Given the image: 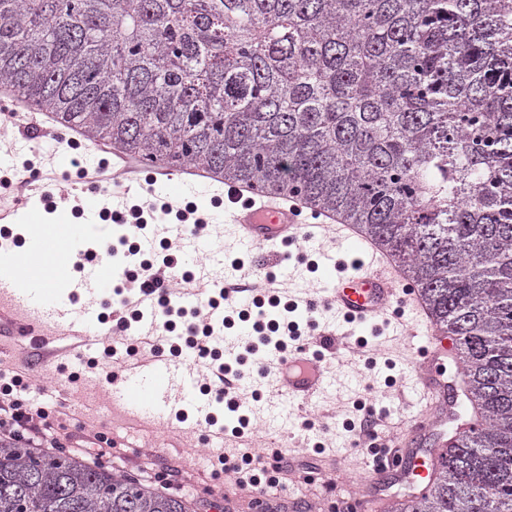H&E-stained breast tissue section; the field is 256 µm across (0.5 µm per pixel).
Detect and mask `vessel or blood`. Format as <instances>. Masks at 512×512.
I'll use <instances>...</instances> for the list:
<instances>
[{"label": "vessel or blood", "mask_w": 512, "mask_h": 512, "mask_svg": "<svg viewBox=\"0 0 512 512\" xmlns=\"http://www.w3.org/2000/svg\"><path fill=\"white\" fill-rule=\"evenodd\" d=\"M111 179L125 194L156 199L174 212L182 210L186 195L212 196L222 206L224 221L232 227L238 244L248 252L285 246L308 233L302 222L306 205L299 197L273 193L249 182H226L203 167L186 175L160 167L145 171L116 150L112 153ZM46 202L47 196L41 192L34 198L26 195L9 204L0 203V223H32L33 204ZM317 227L324 232L335 230L344 251L356 259L352 265L336 260V273L323 288L324 302L337 324L356 331L388 317L394 305L402 301L415 311V320L405 332L426 339L412 369V387L425 407L403 436L387 440L386 450L374 458L368 475L373 478L400 466L412 483L430 485L446 443H430L425 454L416 443L425 429L438 427L447 413L448 383L440 367L453 342L435 325L419 288L358 225L327 216ZM24 261L38 265V275H21L19 266ZM111 275L108 261L87 258L83 251L58 239L38 237L22 254L1 251L0 337H12L20 350L39 348L47 366L77 355L80 349L91 346L98 333L91 303L96 299L98 283ZM80 296L86 297L89 306L79 316L69 300ZM271 373L278 390L297 405L309 402L327 384L323 357L307 343L289 348ZM192 391L191 382L169 356L141 355L121 365L112 381L111 399L128 414L163 425Z\"/></svg>", "instance_id": "b4317fda"}]
</instances>
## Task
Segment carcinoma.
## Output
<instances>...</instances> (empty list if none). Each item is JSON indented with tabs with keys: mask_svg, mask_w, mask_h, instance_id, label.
<instances>
[{
	"mask_svg": "<svg viewBox=\"0 0 512 512\" xmlns=\"http://www.w3.org/2000/svg\"><path fill=\"white\" fill-rule=\"evenodd\" d=\"M0 0V84L142 160L360 226L455 343L482 424L395 512H512V0ZM0 512H194L0 443Z\"/></svg>",
	"mask_w": 512,
	"mask_h": 512,
	"instance_id": "cac0c4a2",
	"label": "carcinoma"
}]
</instances>
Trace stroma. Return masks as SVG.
Returning <instances> with one entry per match:
<instances>
[{
	"instance_id": "35a3bbf8",
	"label": "stroma",
	"mask_w": 512,
	"mask_h": 512,
	"mask_svg": "<svg viewBox=\"0 0 512 512\" xmlns=\"http://www.w3.org/2000/svg\"><path fill=\"white\" fill-rule=\"evenodd\" d=\"M9 102L0 100V174L8 181L0 185V195L14 196L21 180L47 186L59 181L74 185L79 196L97 194L95 185L81 181L70 164L75 154L67 128L47 129L30 150L18 153L11 147L7 130L13 129ZM166 237L179 249L186 263L203 267L209 281L223 280L231 274L235 259H243L247 271H254L255 258L237 246L224 225H214L210 236L188 239L168 227ZM283 256L271 271L287 294L315 300L314 310L298 308L291 318L299 323L304 340L314 339L323 320L328 319L317 288L329 272L320 267L308 272L307 263L324 256H342V249L330 238L302 240L283 247ZM368 341L365 351L338 350L327 365L329 385L315 400L298 407L286 396L272 391L258 374L260 360L271 359L267 348L258 354L240 356L235 331L216 338L214 347L222 350L227 363L238 364L242 373L234 398L239 413L222 409L220 404L201 394H193L165 426L149 421L126 422L119 409L109 401L106 381L114 363L103 356L102 348L91 355L98 359L96 373L79 390H72L71 375L76 374L78 359L57 361L43 370L35 350L0 354V369L25 372L23 399L44 407L49 423L86 428L100 425L117 442L112 452L110 471L126 475L146 485L164 483L172 493L183 495L195 504L196 512H257L255 489L240 485L235 477L215 474L217 454L229 457L243 452L272 459L274 454L291 457L294 471L286 486L279 489L286 512H347L352 500L366 503L369 512H381L384 504L402 499L413 485L385 472L375 479H365L373 456L366 449L354 447L355 427L365 407L374 408L381 421L375 429L376 443L390 434L402 432L422 410L423 404L405 378L416 348L399 336L393 326L376 322L362 331ZM246 415L249 425L243 435L233 436L239 415ZM224 427L221 450L210 447L215 427ZM320 444V452H304V445Z\"/></svg>"
}]
</instances>
